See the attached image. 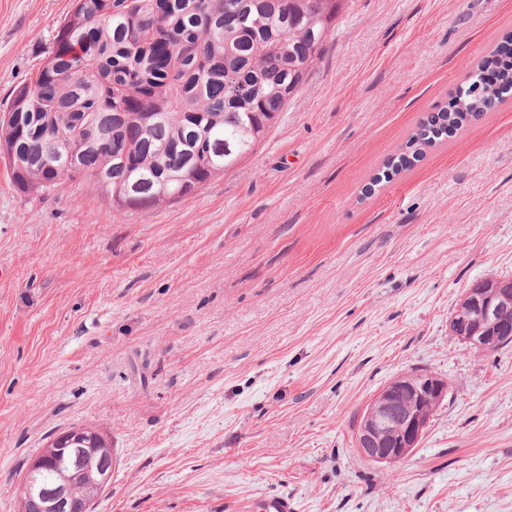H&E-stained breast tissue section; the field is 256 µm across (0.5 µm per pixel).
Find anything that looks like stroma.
<instances>
[{
  "mask_svg": "<svg viewBox=\"0 0 512 512\" xmlns=\"http://www.w3.org/2000/svg\"><path fill=\"white\" fill-rule=\"evenodd\" d=\"M70 7L0 0V104ZM509 32L512 0H347L265 138L178 203L25 193L0 163V512L76 424L116 451L95 512H512V346L448 332L512 277V99L370 184ZM413 368L448 396L410 458L370 462L353 418Z\"/></svg>",
  "mask_w": 512,
  "mask_h": 512,
  "instance_id": "35a3bbf8",
  "label": "stroma"
}]
</instances>
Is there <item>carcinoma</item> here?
<instances>
[{
    "mask_svg": "<svg viewBox=\"0 0 512 512\" xmlns=\"http://www.w3.org/2000/svg\"><path fill=\"white\" fill-rule=\"evenodd\" d=\"M346 0H73L53 47L0 118V157L22 155L11 178L50 192L87 177L120 187L132 210L186 198L261 141L250 130L279 116L307 82ZM494 65L495 79L482 68ZM451 104L420 121L365 188L391 181L427 150L512 95V35ZM81 142L78 167L64 165Z\"/></svg>",
    "mask_w": 512,
    "mask_h": 512,
    "instance_id": "carcinoma-1",
    "label": "carcinoma"
}]
</instances>
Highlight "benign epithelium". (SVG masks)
Wrapping results in <instances>:
<instances>
[{"label":"benign epithelium","mask_w":512,"mask_h":512,"mask_svg":"<svg viewBox=\"0 0 512 512\" xmlns=\"http://www.w3.org/2000/svg\"><path fill=\"white\" fill-rule=\"evenodd\" d=\"M453 337L471 348H481L490 339H512V279L486 277L471 284L448 320ZM448 395V383L425 370L404 372L384 385L362 408L355 433V447L364 458L395 464L409 458L419 447L429 424L433 404ZM107 435L95 427H79L58 436L73 458V470L55 482L41 473L49 461L33 458L18 495L19 512H73L80 478L87 486L105 490L112 481L116 458H96L90 447Z\"/></svg>","instance_id":"7a95c632"}]
</instances>
